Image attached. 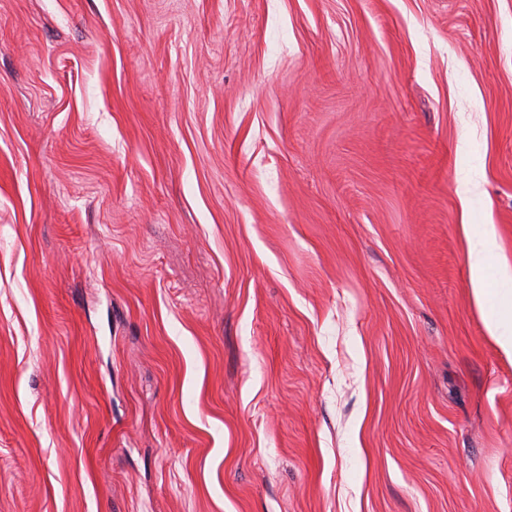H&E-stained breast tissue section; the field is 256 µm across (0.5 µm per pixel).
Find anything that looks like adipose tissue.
I'll list each match as a JSON object with an SVG mask.
<instances>
[{"label": "adipose tissue", "instance_id": "1", "mask_svg": "<svg viewBox=\"0 0 512 512\" xmlns=\"http://www.w3.org/2000/svg\"><path fill=\"white\" fill-rule=\"evenodd\" d=\"M498 254V243L494 225L482 227L481 248L470 256L471 290L480 308H493L494 318L488 324V331L500 350L512 358V333L504 334L502 322H512V265L500 262L496 277H489L487 263Z\"/></svg>", "mask_w": 512, "mask_h": 512}]
</instances>
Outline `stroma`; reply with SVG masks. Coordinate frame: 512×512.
I'll return each instance as SVG.
<instances>
[{"instance_id":"stroma-1","label":"stroma","mask_w":512,"mask_h":512,"mask_svg":"<svg viewBox=\"0 0 512 512\" xmlns=\"http://www.w3.org/2000/svg\"><path fill=\"white\" fill-rule=\"evenodd\" d=\"M512 0H0V512H512ZM498 257V243L495 226L482 224L481 249L470 254L471 290L476 304L481 308H494L496 318L488 324V331L500 350L512 358V333L500 332L503 321L512 323V268L506 260L499 259L497 278L491 279L487 273V263Z\"/></svg>"}]
</instances>
